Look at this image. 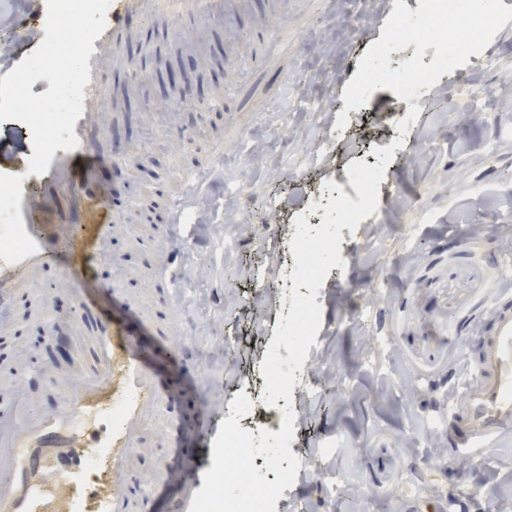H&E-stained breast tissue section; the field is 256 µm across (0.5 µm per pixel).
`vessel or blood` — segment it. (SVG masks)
I'll use <instances>...</instances> for the list:
<instances>
[{
  "mask_svg": "<svg viewBox=\"0 0 512 512\" xmlns=\"http://www.w3.org/2000/svg\"><path fill=\"white\" fill-rule=\"evenodd\" d=\"M158 9L176 18L221 17L228 23L241 14L239 0H112L107 27L94 40L95 52L88 60V93L102 84L99 49L120 41L130 15ZM97 119L86 111L76 120L79 145L54 152L39 177L46 190L62 189L60 177L71 162L94 158L87 135ZM85 195L101 207L70 241L79 260L88 253H108L118 238L132 233L129 225L117 223L99 191L89 189ZM31 201V194L22 195L20 214L37 252L14 264L0 259V301L14 305L27 298L31 281L49 270L56 255L55 227L35 221ZM80 304L87 363L78 386L59 375L51 378L50 386L64 404L61 414L30 412L19 419L10 408L0 407V512H149L158 486L133 483L138 451L154 434L169 447L177 445L182 428L163 416L173 386L157 377L132 331L97 317L92 290H84ZM142 321L166 349L179 348L171 321L147 314ZM476 346L478 355L469 363L472 380L450 408L451 421L467 435L463 448L472 456L512 426V303L496 306L494 323L478 331Z\"/></svg>",
  "mask_w": 512,
  "mask_h": 512,
  "instance_id": "vessel-or-blood-1",
  "label": "vessel or blood"
}]
</instances>
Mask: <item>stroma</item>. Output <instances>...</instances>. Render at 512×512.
Returning a JSON list of instances; mask_svg holds the SVG:
<instances>
[{"instance_id": "obj_1", "label": "stroma", "mask_w": 512, "mask_h": 512, "mask_svg": "<svg viewBox=\"0 0 512 512\" xmlns=\"http://www.w3.org/2000/svg\"><path fill=\"white\" fill-rule=\"evenodd\" d=\"M386 8L387 0H335L327 15L317 0H244L234 29L203 16L132 17L105 62L91 105L104 122L90 136L122 171L114 181L100 168L96 178L116 193L134 237L117 244L120 262L95 259L70 279L47 272L16 336L0 338L1 363L15 343L30 351L28 408L59 410L44 374L80 367L69 342L82 314L73 285L102 281L130 287L150 313L177 320L183 354L136 330L167 381H178L184 357L196 365L194 396L174 400L168 414L222 423L243 383L264 391L261 364L291 308L284 284L295 217L327 181L357 199L348 166L375 161V149L401 138L377 210L341 230L345 269L318 291L321 327L303 369L332 386L314 394L301 385L292 395L300 467L283 512H448L452 499L467 500L469 512H512V431L475 459L456 452L464 432L448 424L449 405L471 378L466 359L478 353L460 337L490 325L497 297L512 298V111L461 120L446 110L450 98L466 104L465 76L481 89L512 81V26L490 27L477 45L494 56L493 69L472 72L461 58L444 71L442 43L394 39L381 23ZM383 45L390 61L421 56L438 69L404 135L393 80L351 101ZM190 58L195 97L223 111L185 109L180 89L164 93L168 73ZM129 126L134 158L124 163L112 131ZM32 151L14 121L0 123V168L25 170ZM193 168L203 182L186 199L194 221L171 228L181 247V285L171 290L158 252L144 244L161 226L137 212L147 198L166 208L180 172ZM38 204L61 237L75 234L83 195L60 190ZM228 238L229 251L221 247Z\"/></svg>"}]
</instances>
